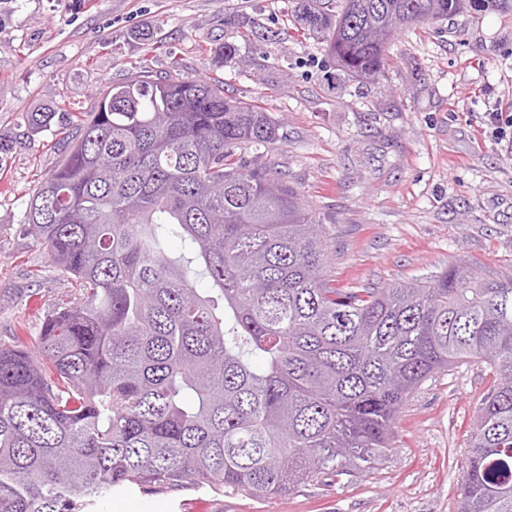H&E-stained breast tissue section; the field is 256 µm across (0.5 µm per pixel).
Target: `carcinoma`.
Here are the masks:
<instances>
[{
    "mask_svg": "<svg viewBox=\"0 0 512 512\" xmlns=\"http://www.w3.org/2000/svg\"><path fill=\"white\" fill-rule=\"evenodd\" d=\"M466 9L507 16L512 0H302L296 21L363 82L393 32ZM279 128L177 67L133 68L79 120L23 224L85 294L33 348L0 345V512H88L186 481L276 497L363 472L410 395L470 360L494 382L458 512H512V277L460 263L336 287L324 228L286 174L238 155L271 151ZM167 232L190 257L168 255Z\"/></svg>",
    "mask_w": 512,
    "mask_h": 512,
    "instance_id": "obj_1",
    "label": "carcinoma"
}]
</instances>
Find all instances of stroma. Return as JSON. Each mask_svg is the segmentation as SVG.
<instances>
[{
	"instance_id": "obj_1",
	"label": "stroma",
	"mask_w": 512,
	"mask_h": 512,
	"mask_svg": "<svg viewBox=\"0 0 512 512\" xmlns=\"http://www.w3.org/2000/svg\"><path fill=\"white\" fill-rule=\"evenodd\" d=\"M297 0H0V343L28 348L47 315L83 297L29 237L23 214L60 160L54 131L147 63L220 73L226 96L262 107L283 139L269 156L326 232L339 286L387 287L464 262L512 276V16L452 18L397 32L374 83L344 79L295 29ZM239 44L216 68L225 43ZM492 383L465 363L425 382L393 448L365 472L263 498L183 484L113 495L103 512H457L474 416Z\"/></svg>"
}]
</instances>
